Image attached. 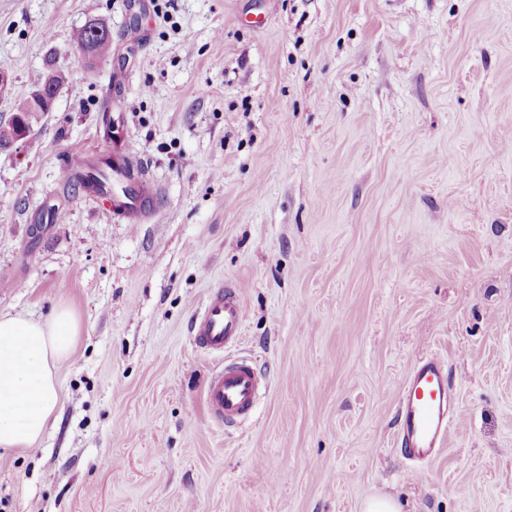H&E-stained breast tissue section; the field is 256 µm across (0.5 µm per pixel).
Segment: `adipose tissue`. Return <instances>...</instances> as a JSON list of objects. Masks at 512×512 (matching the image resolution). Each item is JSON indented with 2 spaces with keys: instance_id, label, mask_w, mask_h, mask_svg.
<instances>
[{
  "instance_id": "ef3b65f1",
  "label": "adipose tissue",
  "mask_w": 512,
  "mask_h": 512,
  "mask_svg": "<svg viewBox=\"0 0 512 512\" xmlns=\"http://www.w3.org/2000/svg\"><path fill=\"white\" fill-rule=\"evenodd\" d=\"M79 334L75 313L58 307L45 321L0 315V447L32 448L58 404L56 372Z\"/></svg>"
}]
</instances>
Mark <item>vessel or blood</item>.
I'll return each instance as SVG.
<instances>
[{
	"label": "vessel or blood",
	"instance_id": "1",
	"mask_svg": "<svg viewBox=\"0 0 512 512\" xmlns=\"http://www.w3.org/2000/svg\"><path fill=\"white\" fill-rule=\"evenodd\" d=\"M133 195L113 197L114 213L137 223L140 215L159 216L155 193L140 180L139 170H132ZM246 311L241 291L232 285L215 288L205 306L191 323L197 348L219 353L242 339ZM261 379L255 367L239 359L225 363L211 375L206 387V403L219 421L232 425L253 409ZM399 428L395 443L405 459L420 463L431 460L448 435V375L441 362L433 358L420 360L401 388Z\"/></svg>",
	"mask_w": 512,
	"mask_h": 512
}]
</instances>
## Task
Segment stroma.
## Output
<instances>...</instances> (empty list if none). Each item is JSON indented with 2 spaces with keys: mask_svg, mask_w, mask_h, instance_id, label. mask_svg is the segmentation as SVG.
I'll return each instance as SVG.
<instances>
[{
  "mask_svg": "<svg viewBox=\"0 0 512 512\" xmlns=\"http://www.w3.org/2000/svg\"><path fill=\"white\" fill-rule=\"evenodd\" d=\"M51 67L0 146V313L63 304L79 336L0 512H512V0H0V122ZM126 145L158 219L67 188ZM227 282L244 339L208 354L189 323ZM429 356L454 423L419 480L395 437ZM237 358L267 388L227 427L205 388ZM90 23L80 30L77 35V43L83 52L90 57H104L112 51V34L102 25ZM92 27H98L100 32H95Z\"/></svg>",
  "mask_w": 512,
  "mask_h": 512,
  "instance_id": "35a3bbf8",
  "label": "stroma"
}]
</instances>
